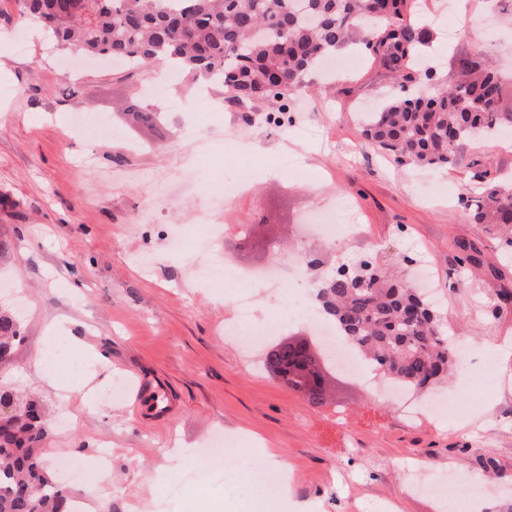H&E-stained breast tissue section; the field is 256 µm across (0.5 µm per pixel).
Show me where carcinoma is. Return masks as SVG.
<instances>
[{"label": "carcinoma", "instance_id": "cac0c4a2", "mask_svg": "<svg viewBox=\"0 0 512 512\" xmlns=\"http://www.w3.org/2000/svg\"><path fill=\"white\" fill-rule=\"evenodd\" d=\"M20 0L22 12L58 49L108 54L129 65L176 67L195 81L219 80L224 94L246 103L262 93L288 106L304 77L358 38L363 51L391 74L393 90L365 119L366 142L397 164L451 168L460 145L480 133L512 128L494 69L462 59L447 89L415 93L424 79L414 59L431 43L429 29L405 15L407 0ZM261 28L257 37L250 31ZM475 224L512 248V188L494 184L468 197ZM324 311L340 336L398 385L415 391L442 379L455 359L439 315L407 283L374 266L337 270L319 287ZM23 340L20 320L0 310V366ZM23 426L0 439V512H75L44 461L48 436L41 410L28 401Z\"/></svg>", "mask_w": 512, "mask_h": 512}]
</instances>
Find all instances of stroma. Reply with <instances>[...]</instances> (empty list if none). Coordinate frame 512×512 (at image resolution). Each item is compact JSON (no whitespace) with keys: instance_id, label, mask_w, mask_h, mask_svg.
Returning a JSON list of instances; mask_svg holds the SVG:
<instances>
[{"instance_id":"stroma-1","label":"stroma","mask_w":512,"mask_h":512,"mask_svg":"<svg viewBox=\"0 0 512 512\" xmlns=\"http://www.w3.org/2000/svg\"><path fill=\"white\" fill-rule=\"evenodd\" d=\"M411 15L432 34L428 63L453 78L460 58L490 57L512 95V8L502 0H408ZM455 30L445 40L444 30ZM0 44L12 54L0 75V232L14 242L0 261V279L14 293L25 339L0 380L42 401L51 433L46 460L78 459L95 471L101 448L112 462L96 489L65 482L83 512H230L219 472L263 470L265 450L288 465V489L257 496L264 512H448L447 501L415 491L409 471L425 466L440 480L460 477L466 512L475 500L506 512L512 505V304L490 306L512 291V257L482 225L471 223L463 198L494 177L512 175V134L463 145L452 169L400 166L361 136L364 105L380 101L389 77L359 55L360 69L336 79L309 74L288 107L261 99L192 120L163 111L156 127L139 123L130 104L152 108L147 92L159 66L124 68L88 63L70 77V62L30 27L16 0H0ZM94 112L112 129L100 140L76 130L71 117ZM325 124L331 142H301L295 126ZM211 143L198 155L196 138ZM94 154V167L82 165ZM253 184L222 213L215 240L237 267L305 253L320 258L306 271L313 283L372 252L380 265L404 271L405 258L425 267L440 293L438 314L460 358L448 379L420 398L415 418L372 392V367L362 377L330 378L325 404L315 406L279 384L263 353H247L225 331L234 315L231 292L207 288L185 272L164 236L167 226L193 231L192 213L211 206L240 167ZM346 207L363 225L367 245L322 242L300 229L330 205ZM266 226L245 240L242 226L257 211ZM477 247L481 260L460 264L457 243ZM492 363L494 386L475 387L477 405L463 407L466 377ZM82 380L80 396L62 385ZM123 380L126 390L93 400L92 390ZM175 403L166 419L143 413L144 384ZM224 435L238 456L211 458L205 446ZM495 459L502 474L477 481L476 456ZM209 470L206 490L189 485L168 499L170 473L183 461Z\"/></svg>"}]
</instances>
